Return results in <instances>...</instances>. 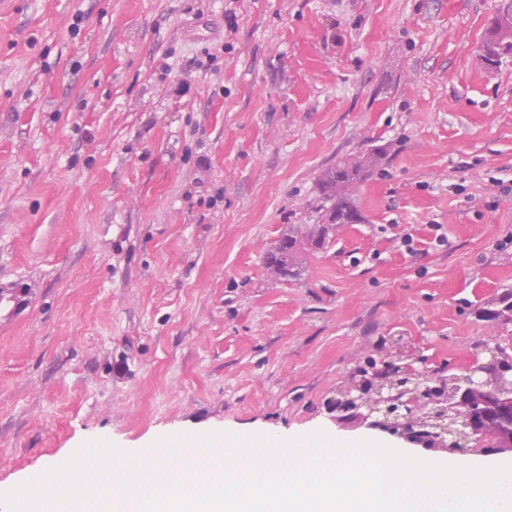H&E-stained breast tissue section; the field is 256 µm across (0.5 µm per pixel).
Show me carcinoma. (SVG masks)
<instances>
[{
    "label": "carcinoma",
    "instance_id": "carcinoma-1",
    "mask_svg": "<svg viewBox=\"0 0 512 512\" xmlns=\"http://www.w3.org/2000/svg\"><path fill=\"white\" fill-rule=\"evenodd\" d=\"M489 46L490 42L485 41L481 47L480 60L485 65L491 62L496 64L502 56L512 54V42L500 39L494 49H489ZM383 154L384 148H374L367 155L346 159L321 174L319 185L322 202L318 208L319 223L288 227V233L265 256V265L272 274L284 280L297 278L301 274L300 256L303 253L312 248H322L336 225L357 224L362 221L353 195L347 190H339V186H354L364 181Z\"/></svg>",
    "mask_w": 512,
    "mask_h": 512
}]
</instances>
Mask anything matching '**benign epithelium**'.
I'll return each instance as SVG.
<instances>
[{
    "label": "benign epithelium",
    "instance_id": "benign-epithelium-1",
    "mask_svg": "<svg viewBox=\"0 0 512 512\" xmlns=\"http://www.w3.org/2000/svg\"><path fill=\"white\" fill-rule=\"evenodd\" d=\"M497 369L491 395L484 364L477 360L454 375L449 391L435 370L414 368L401 353L387 352L363 376L336 390L331 408L339 427L394 435L418 450L462 457L512 453L511 415L495 408L474 416L475 407L491 398L512 405V361L501 359Z\"/></svg>",
    "mask_w": 512,
    "mask_h": 512
}]
</instances>
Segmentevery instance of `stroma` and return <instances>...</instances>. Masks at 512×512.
Returning <instances> with one entry per match:
<instances>
[{
	"label": "stroma",
	"instance_id": "1",
	"mask_svg": "<svg viewBox=\"0 0 512 512\" xmlns=\"http://www.w3.org/2000/svg\"><path fill=\"white\" fill-rule=\"evenodd\" d=\"M499 3L0 5V485L96 439L332 424L395 340L512 357V55L476 61ZM375 147L362 222L272 277L321 173Z\"/></svg>",
	"mask_w": 512,
	"mask_h": 512
}]
</instances>
